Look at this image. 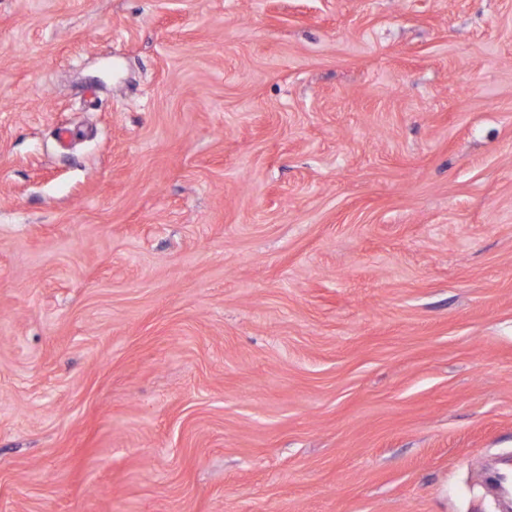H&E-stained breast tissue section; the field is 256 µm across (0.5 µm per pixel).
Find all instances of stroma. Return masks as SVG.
I'll return each mask as SVG.
<instances>
[{"label":"stroma","instance_id":"1","mask_svg":"<svg viewBox=\"0 0 512 512\" xmlns=\"http://www.w3.org/2000/svg\"><path fill=\"white\" fill-rule=\"evenodd\" d=\"M505 455L512 0H0V512H498Z\"/></svg>","mask_w":512,"mask_h":512}]
</instances>
